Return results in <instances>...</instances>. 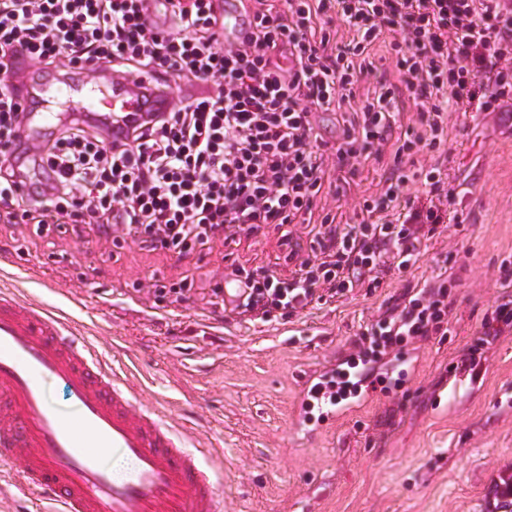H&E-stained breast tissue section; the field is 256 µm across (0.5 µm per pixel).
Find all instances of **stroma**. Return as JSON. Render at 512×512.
<instances>
[{
  "mask_svg": "<svg viewBox=\"0 0 512 512\" xmlns=\"http://www.w3.org/2000/svg\"><path fill=\"white\" fill-rule=\"evenodd\" d=\"M440 161L457 192L447 230L370 294L357 288L264 324L216 305L225 267L292 276L272 224L178 258L139 241L118 249L89 231L43 236L0 222V253L15 261L0 287L82 321L145 402L221 448L226 512H492L494 482L512 475V332L486 349L478 371L449 366L501 298L502 269L512 270V117L449 113ZM392 175L390 157L371 159L338 191L328 170L311 222L293 227L302 248L325 215L353 222L359 199ZM443 266L453 277L450 335L406 345L405 364L370 375L365 402L311 433L299 413L305 387L349 357L361 327L391 315L405 290ZM49 278L56 291H45ZM155 278L193 287L158 299Z\"/></svg>",
  "mask_w": 512,
  "mask_h": 512,
  "instance_id": "35a3bbf8",
  "label": "stroma"
}]
</instances>
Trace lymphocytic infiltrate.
I'll list each match as a JSON object with an SVG mask.
<instances>
[{
    "label": "lymphocytic infiltrate",
    "instance_id": "1",
    "mask_svg": "<svg viewBox=\"0 0 512 512\" xmlns=\"http://www.w3.org/2000/svg\"><path fill=\"white\" fill-rule=\"evenodd\" d=\"M149 0H0V221L51 231L87 224L118 228L172 255L263 224L282 227L287 259L300 244L288 227L309 223L327 168L356 176L362 161L391 153L394 181L357 203L356 223L330 229L335 251L281 280L251 278L242 312L293 314L315 290L382 287L381 272L413 266L422 240L442 234L455 191L438 164L413 166L422 151L443 153L452 112H494L512 100V7L505 0H250L255 27L224 43L213 0H165L172 29L146 20ZM386 44L399 83L372 51ZM67 59L84 70L153 71L204 82L211 97L133 123L103 138L73 118L40 145L33 166L50 170L27 195L11 162L23 111L12 61L42 68ZM373 80L371 96L357 94ZM416 107V130L396 133L401 96ZM339 111L341 135L328 147L314 132L317 111ZM424 201L406 198L410 183ZM448 273L404 294L397 315L364 326L358 354L445 333ZM512 328L503 295L459 366L476 369L488 345Z\"/></svg>",
    "mask_w": 512,
    "mask_h": 512
}]
</instances>
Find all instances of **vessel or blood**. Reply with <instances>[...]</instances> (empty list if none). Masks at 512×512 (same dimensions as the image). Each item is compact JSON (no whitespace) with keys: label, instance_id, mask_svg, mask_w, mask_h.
<instances>
[{"label":"vessel or blood","instance_id":"vessel-or-blood-1","mask_svg":"<svg viewBox=\"0 0 512 512\" xmlns=\"http://www.w3.org/2000/svg\"><path fill=\"white\" fill-rule=\"evenodd\" d=\"M224 39L243 40L252 29L247 0H215ZM29 111L13 161L18 189L31 190L34 148L61 121L52 100L77 104L83 114L111 124L117 114L140 121L169 112L177 98L201 99L211 86L163 85L154 74L120 72L101 92L89 77L40 75L22 83ZM63 386L72 405L59 411L47 384ZM119 452L128 471H111L106 456ZM214 448H199L168 414L138 399L124 369L106 361L65 313L0 289V462L16 464L14 486L57 512H224Z\"/></svg>","mask_w":512,"mask_h":512}]
</instances>
